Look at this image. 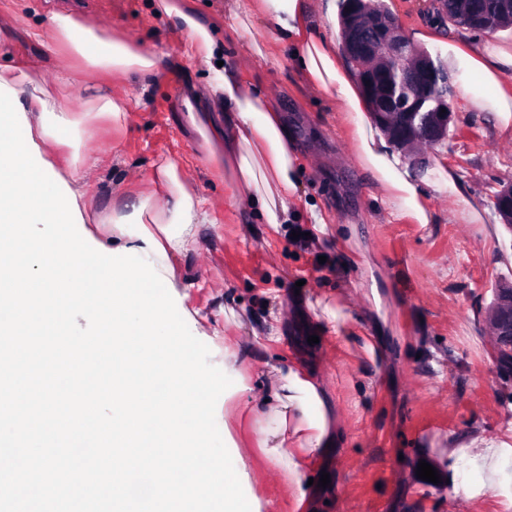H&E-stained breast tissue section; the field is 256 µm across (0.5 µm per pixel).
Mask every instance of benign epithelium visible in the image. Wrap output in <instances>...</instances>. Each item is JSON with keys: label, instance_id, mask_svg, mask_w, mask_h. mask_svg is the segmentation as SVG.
Listing matches in <instances>:
<instances>
[{"label": "benign epithelium", "instance_id": "obj_1", "mask_svg": "<svg viewBox=\"0 0 512 512\" xmlns=\"http://www.w3.org/2000/svg\"><path fill=\"white\" fill-rule=\"evenodd\" d=\"M358 0L350 3L355 17L351 37L343 44L347 54H367L373 47L383 50L398 69H382L364 76L370 82L366 90L375 102V115L394 118L397 140L421 134L426 138L440 126L453 120L454 104L439 102L430 94L428 84L440 63L418 56L414 46L401 32L399 21L386 15L362 16ZM488 311L495 331V379L512 380V283L499 280L491 289Z\"/></svg>", "mask_w": 512, "mask_h": 512}]
</instances>
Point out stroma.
<instances>
[{"label": "stroma", "instance_id": "1", "mask_svg": "<svg viewBox=\"0 0 512 512\" xmlns=\"http://www.w3.org/2000/svg\"><path fill=\"white\" fill-rule=\"evenodd\" d=\"M162 0H0V56L41 60L24 93L47 92L58 108L78 118L93 111L92 90L126 101L123 127L96 118L80 135L81 155L99 158L86 174L88 205L108 219L125 213L124 199L151 197L162 208L157 168L177 163L187 189L206 199L212 223L200 225L193 249L173 263L176 286L187 289L181 317L211 335L210 360L224 364V343H238L249 384L261 389L273 361L303 362L320 376L337 408L340 448L321 461L330 483L318 497L335 498L333 512H506L490 495L466 501L419 479V461L438 465L449 439L480 433L494 439L512 431V382L492 381L494 339L487 321L490 290L512 281L500 257L512 249V233L491 206L494 191L512 183V137H502L491 117L456 110L449 140L420 145L422 166L412 173L426 187L434 221L389 218L379 188L357 156L353 127L335 96L311 90L294 72L288 52L274 42L268 21L256 17L225 45V58L276 102L300 151L301 190L331 218L320 240L273 233L231 203L224 172V142L204 138L185 116L186 103L204 121L222 122L210 97L207 67L186 31L168 18ZM436 0H385L405 36L433 35L417 50L440 57L460 27L433 10ZM66 13L158 56L145 79L85 68L66 47L49 39L51 18ZM452 170L479 207L476 220H456L455 197L429 189L437 169ZM383 290L387 323L374 322L367 287ZM348 314L347 332L315 334V299ZM237 321L225 324V308ZM280 314V342L258 331L269 311ZM247 447L250 484L266 512H291L276 470L258 448L252 420L234 404L218 407Z\"/></svg>", "mask_w": 512, "mask_h": 512}]
</instances>
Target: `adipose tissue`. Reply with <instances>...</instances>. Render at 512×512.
<instances>
[{"instance_id":"ef3b65f1","label":"adipose tissue","mask_w":512,"mask_h":512,"mask_svg":"<svg viewBox=\"0 0 512 512\" xmlns=\"http://www.w3.org/2000/svg\"><path fill=\"white\" fill-rule=\"evenodd\" d=\"M170 14L184 23L190 37L205 51L210 89L224 110V125L216 133L224 139V164L235 172L232 200L248 199L263 222L272 227L306 222L315 233L325 234L329 218L300 192L299 154L276 105L260 91L248 88L241 75L224 64V43L219 37L179 9H171ZM262 14L270 19L274 41L291 51L298 74L310 85L335 93L358 136L359 158L375 175L389 215L430 223L414 177L374 127L362 95L345 70L335 36L324 34V23L314 15L310 0H236L229 28L239 32L246 19ZM52 23L54 39L68 44L90 66L137 75L152 73L157 66L154 52L111 41L71 16L55 15ZM442 61L446 69L460 76L464 109L489 114L500 133L512 135V42L488 41L474 48L462 40L449 44ZM21 104L41 155L61 146L72 148L78 123L69 113L37 95L22 98ZM158 173L166 187L167 220L147 226L143 216L153 204L150 199H138L132 205L134 223L113 225L102 245L109 250L147 251L156 271L167 277L172 270L171 256L187 252L195 244L198 227L208 223L209 214L203 199L187 190L174 162L163 163ZM271 370L273 380L260 397H252L236 352L225 349L224 378L229 386L224 398L245 397V408L254 416L257 444L280 471L294 512H309L315 498L308 480L320 459L340 444L343 432L322 381L305 364H275ZM462 457L480 473L479 486L458 482L457 461ZM511 457L512 444L473 436L442 459V486L455 497L473 498L488 490L501 498L504 507H511L512 476L504 471V463Z\"/></svg>"}]
</instances>
